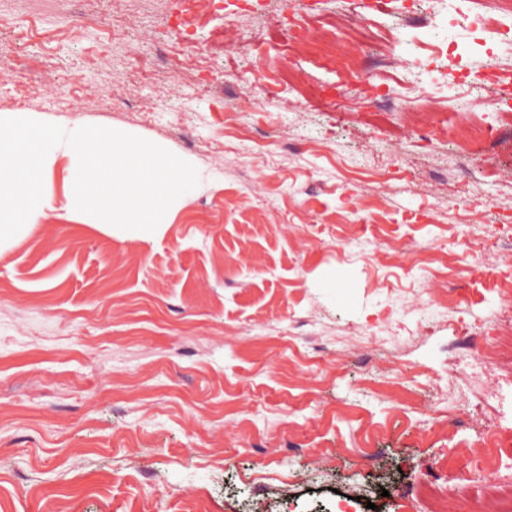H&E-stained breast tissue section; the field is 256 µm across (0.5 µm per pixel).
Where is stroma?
I'll return each instance as SVG.
<instances>
[{
    "label": "stroma",
    "mask_w": 512,
    "mask_h": 512,
    "mask_svg": "<svg viewBox=\"0 0 512 512\" xmlns=\"http://www.w3.org/2000/svg\"><path fill=\"white\" fill-rule=\"evenodd\" d=\"M457 3L435 0L421 34L366 16L355 39L337 24L343 0H215L186 29V0H0V113L122 129L199 176L158 233H107L66 218L59 157L53 210L0 247V512L55 499L69 512H248L251 475L281 484L316 448L348 454L277 512H336L353 487V512H448L491 478L455 454L485 429L512 468V364L486 357L505 332L498 291L512 289L488 249L512 242V147L498 148L505 176L476 180V162L414 121L430 108L450 129L502 120L486 88L452 77L487 62L477 34L449 29ZM324 30L369 56L366 77L304 49ZM451 33L468 58L419 66V41ZM226 78L238 95L225 103L211 87ZM385 93L401 109L381 106ZM226 106L241 112L232 135ZM430 154L445 182L400 180ZM404 241L412 258L370 262ZM441 269L452 294L438 304L421 283ZM475 324L479 348L449 352ZM360 330L378 338L377 369L354 357L330 370L326 352ZM364 448L382 449L385 469ZM152 472L162 485H146Z\"/></svg>",
    "instance_id": "obj_1"
}]
</instances>
